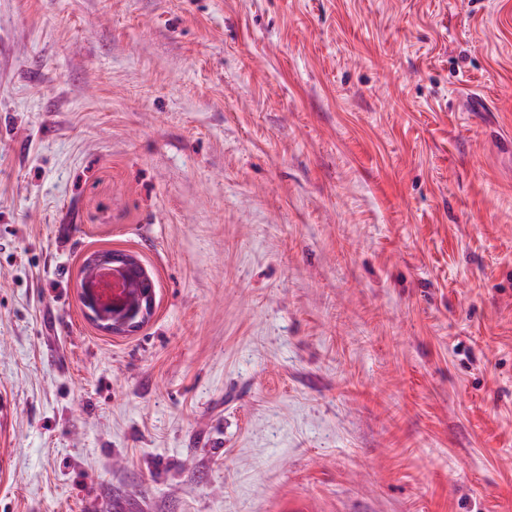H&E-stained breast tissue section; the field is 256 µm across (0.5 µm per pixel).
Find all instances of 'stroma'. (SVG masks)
Wrapping results in <instances>:
<instances>
[{
	"instance_id": "stroma-1",
	"label": "stroma",
	"mask_w": 512,
	"mask_h": 512,
	"mask_svg": "<svg viewBox=\"0 0 512 512\" xmlns=\"http://www.w3.org/2000/svg\"><path fill=\"white\" fill-rule=\"evenodd\" d=\"M0 400V512H512V0H0ZM90 288L87 280L82 279L80 283V297L85 296L84 303L85 309L89 316L98 323L96 319L100 318L103 323L107 324L108 330H105L113 335H127L135 332L143 321H145L150 313H153L155 301L151 289L144 291L142 302L137 310L129 311L122 303L112 297V304L117 305L116 308H109V312H104L102 306L104 305L97 294Z\"/></svg>"
}]
</instances>
